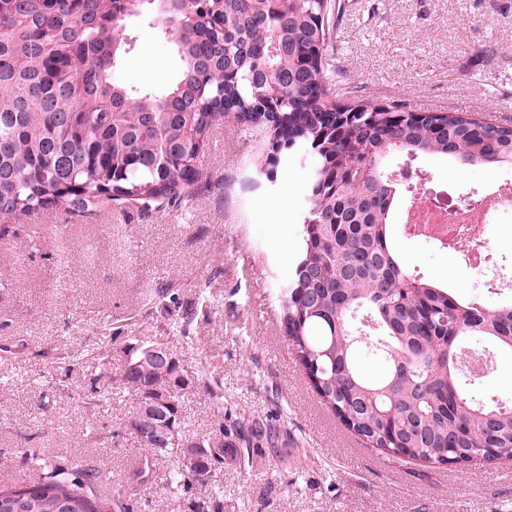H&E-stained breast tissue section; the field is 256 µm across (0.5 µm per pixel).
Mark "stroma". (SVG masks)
<instances>
[{"instance_id":"stroma-1","label":"stroma","mask_w":512,"mask_h":512,"mask_svg":"<svg viewBox=\"0 0 512 512\" xmlns=\"http://www.w3.org/2000/svg\"><path fill=\"white\" fill-rule=\"evenodd\" d=\"M344 3L328 46L344 73L340 102L512 124V0ZM128 25L137 41L124 81L163 87L179 67L169 39L139 19ZM489 45L494 62L478 66ZM267 154L263 135L223 123L189 207L52 208L45 225L0 231V487L36 481L20 457L33 447L111 471L99 491L124 512H197L202 501L219 502V512H512V460L402 462L320 402L279 317L255 303L261 294L278 305L309 183L304 163L268 181ZM396 244L409 270L492 305L461 254L401 236ZM147 337L165 343L193 382L182 401L186 435L262 428L251 465L229 451L209 481L170 491L166 477L182 460L140 449L129 428L135 397L116 391L89 407L93 391L119 375L124 349ZM101 347L112 355L105 368L93 359Z\"/></svg>"}]
</instances>
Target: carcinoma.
Listing matches in <instances>:
<instances>
[{
	"mask_svg": "<svg viewBox=\"0 0 512 512\" xmlns=\"http://www.w3.org/2000/svg\"><path fill=\"white\" fill-rule=\"evenodd\" d=\"M341 0H6L0 7V221L50 207L88 210L106 197L145 212L186 207L201 180L204 147L228 117L268 135L272 164L313 161L301 237L278 301L282 325L322 402L356 435L395 458L464 464L512 459V403L486 400L460 368L470 337L512 355V297L489 308L406 269L392 244L404 185L392 155L445 156L453 165L512 169V125L465 112L418 111L334 96L326 60ZM180 25L179 69L159 89L117 77L136 35L131 16ZM383 359L375 377L361 347ZM116 379L137 403L171 402L185 456L182 369L139 364ZM157 419L129 426L143 448ZM37 481L0 488V512H112L101 472L21 451Z\"/></svg>",
	"mask_w": 512,
	"mask_h": 512,
	"instance_id": "cac0c4a2",
	"label": "carcinoma"
}]
</instances>
